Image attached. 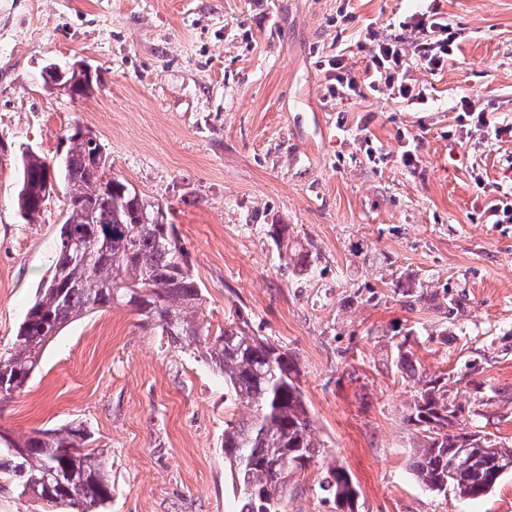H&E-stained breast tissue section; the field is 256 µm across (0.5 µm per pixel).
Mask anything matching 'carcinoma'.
I'll return each instance as SVG.
<instances>
[{"instance_id":"cac0c4a2","label":"carcinoma","mask_w":512,"mask_h":512,"mask_svg":"<svg viewBox=\"0 0 512 512\" xmlns=\"http://www.w3.org/2000/svg\"><path fill=\"white\" fill-rule=\"evenodd\" d=\"M102 143L81 128L65 136L63 162L47 183V159L34 150L19 157L17 211L36 223L54 187L65 186L67 218L61 225L50 274L10 345L0 350V402L19 394L39 370L42 353L72 323L112 307L129 308L142 325L167 337L174 348L197 356L224 378V401L252 408L247 418L224 423V458L236 512H288L294 475L317 464L323 444L314 438L311 415L290 351L257 336L248 314L236 307L224 326L211 330L199 317L203 288L191 272L176 225L150 214L160 205L125 179L105 176L107 162L93 160ZM80 246L83 257L74 256ZM301 274L314 257L285 254ZM397 367L416 372L411 351L397 345ZM406 421L415 435L412 471L431 494L475 500L504 474L498 461L512 448L467 422L465 405L449 395L448 379L419 377ZM93 433L82 422L36 430L0 442V489L42 502L44 512H99L112 498V477ZM470 449L467 469L454 461ZM320 488L333 496L336 512H356L358 489L348 470L330 465Z\"/></svg>"}]
</instances>
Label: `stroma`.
<instances>
[{"mask_svg":"<svg viewBox=\"0 0 512 512\" xmlns=\"http://www.w3.org/2000/svg\"><path fill=\"white\" fill-rule=\"evenodd\" d=\"M429 11L458 50L437 75L412 66L427 104L369 88L328 97V59L362 72L368 24ZM76 61L97 76L89 96L44 87V66ZM464 97L498 138L465 135ZM77 125L176 224L205 288L201 318L218 327L242 307L290 349L323 460L351 473L358 512H512V473L477 501L419 485L405 420L417 387L395 362L403 340L459 402L495 395L486 429L512 446V223H487L474 184L512 187V0H0V349L48 275L66 210L60 193L37 223L20 218V152L54 159ZM274 224L312 253L311 272L284 267ZM416 287L425 303L411 304ZM250 413L225 404L220 375L114 308L46 347L0 404V433L86 422L112 474L103 512H234L224 422ZM320 479L315 467L297 477L289 512H334Z\"/></svg>","mask_w":512,"mask_h":512,"instance_id":"stroma-1","label":"stroma"}]
</instances>
